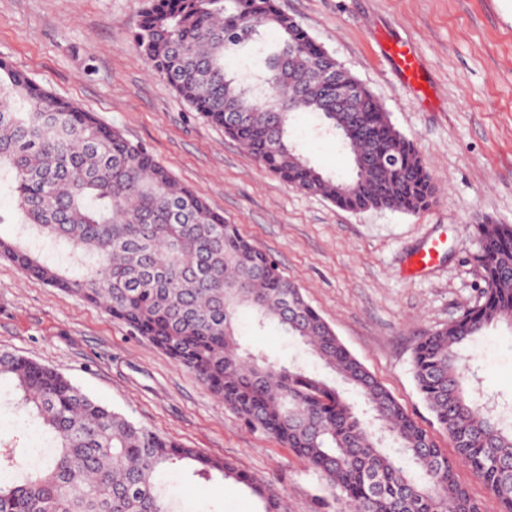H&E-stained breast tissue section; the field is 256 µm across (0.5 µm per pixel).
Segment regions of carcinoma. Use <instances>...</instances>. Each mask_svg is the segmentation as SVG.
Masks as SVG:
<instances>
[{
    "label": "carcinoma",
    "mask_w": 512,
    "mask_h": 512,
    "mask_svg": "<svg viewBox=\"0 0 512 512\" xmlns=\"http://www.w3.org/2000/svg\"><path fill=\"white\" fill-rule=\"evenodd\" d=\"M134 41L193 111L296 190L353 211L417 214L434 201L415 143L366 87L359 113L330 111L328 94L305 90L309 65L336 60L277 0H147ZM294 112L318 114L360 160L351 179L308 162L288 130ZM4 188L16 210L0 224L17 229L0 238L1 256L28 278L102 306L192 371L252 428L307 461L340 512H483L457 480L458 463L497 512H512V410L468 388L458 357L490 324H512V224L473 226L485 288L413 351L416 386L455 450L450 459L269 254L143 145L0 60ZM242 310L258 327L275 322L301 340L340 385L243 351ZM2 381L18 420L0 439V512H179L159 478L177 462L206 482L245 486L262 512H285L270 487L233 464L96 402L50 366L0 350ZM33 423L49 434L47 446L20 445Z\"/></svg>",
    "instance_id": "cac0c4a2"
}]
</instances>
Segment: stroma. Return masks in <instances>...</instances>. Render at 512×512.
Returning a JSON list of instances; mask_svg holds the SVG:
<instances>
[{"mask_svg":"<svg viewBox=\"0 0 512 512\" xmlns=\"http://www.w3.org/2000/svg\"><path fill=\"white\" fill-rule=\"evenodd\" d=\"M363 82L412 138L438 194L417 214L351 212L301 193L261 168L156 75L133 34L146 0H0V58L54 94L146 145L183 185L271 253L347 349L440 445L448 439L417 390L420 336L455 320L479 295L477 220L512 224V0H278ZM418 56L423 92L399 80L386 45ZM294 141L311 163L352 173L349 151L295 113ZM437 246L428 267L415 253ZM244 349L273 361L321 365L299 340L239 317ZM53 367L101 403L203 455L234 462L271 485L288 512H335L305 462L246 426L194 374L82 298L23 277L0 258V350ZM478 385L512 406V325L488 326L461 347ZM184 508L259 512L230 480L195 481L184 464L162 474Z\"/></svg>","mask_w":512,"mask_h":512,"instance_id":"1","label":"stroma"}]
</instances>
